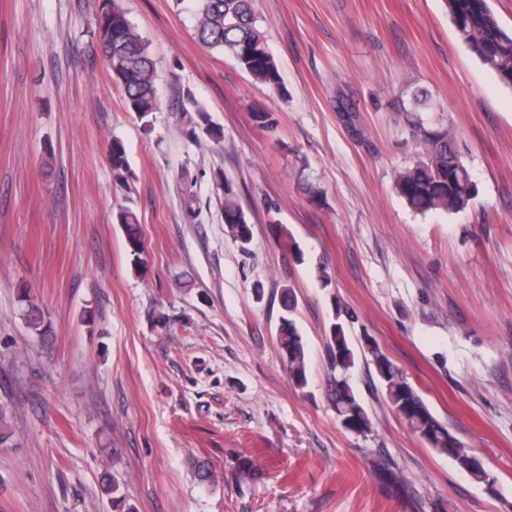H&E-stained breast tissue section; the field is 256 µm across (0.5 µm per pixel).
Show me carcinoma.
<instances>
[{"instance_id": "obj_1", "label": "carcinoma", "mask_w": 512, "mask_h": 512, "mask_svg": "<svg viewBox=\"0 0 512 512\" xmlns=\"http://www.w3.org/2000/svg\"><path fill=\"white\" fill-rule=\"evenodd\" d=\"M194 28L200 44L232 57L255 81L272 91L285 92L277 61L269 51L264 32L253 9V0H190ZM458 38L486 65L498 79L512 86V32L504 28L492 11L488 0H444ZM106 26L112 30V46L103 48L106 68L122 92L129 111L137 114L144 128H152V115L159 109L155 64L150 43L142 37L129 19L120 0H108ZM428 105L427 93L414 96V107L404 109L410 138L416 154L410 164L394 173L395 190L413 212L426 215L434 211L460 214L467 211L477 195V186L461 155L458 136L453 128L431 125L416 115L418 107ZM181 110L188 114L183 135L197 141L204 137L213 142L224 140L223 128L211 120L210 114L194 95L182 97ZM108 155L115 176L124 182L134 179L124 144L114 138L108 143ZM217 194L223 195L224 224L232 237L247 243L252 239L250 214L239 201L231 180L219 176ZM113 221L121 225L126 249L137 271L144 269V238L140 218L130 206L113 213ZM276 241L294 263L305 262L304 253L293 240L288 227L274 225ZM22 316L31 335L39 341L51 339V324L30 290L19 291ZM282 315L276 336L279 352L288 366L294 388L308 387L307 346L294 314L298 300L294 287L281 289ZM357 316L349 308L335 306L334 321L325 336L329 364L327 399L340 425L349 433L366 437L373 422L365 402L350 384V370L357 356L373 367L375 390L405 423L409 431L428 447L448 456L455 465L470 474L485 489L497 491L498 478L484 458L467 447L448 425L441 422L429 405L409 382L405 373L381 350L372 338H365L362 352H357L347 335L348 325ZM372 471L385 484L403 496L410 492L409 478L399 467L384 457L370 460ZM238 478L255 482L260 479L247 457L238 458ZM102 490L112 504L125 505V512H136L125 504L121 485L110 475L101 481Z\"/></svg>"}]
</instances>
